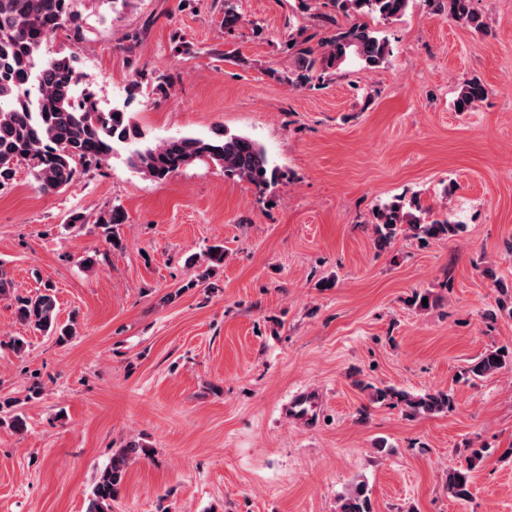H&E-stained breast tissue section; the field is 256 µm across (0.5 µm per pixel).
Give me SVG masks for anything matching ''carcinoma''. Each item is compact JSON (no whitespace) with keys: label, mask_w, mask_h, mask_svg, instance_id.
<instances>
[{"label":"carcinoma","mask_w":512,"mask_h":512,"mask_svg":"<svg viewBox=\"0 0 512 512\" xmlns=\"http://www.w3.org/2000/svg\"><path fill=\"white\" fill-rule=\"evenodd\" d=\"M78 0H0V188L10 184L17 167L26 164L36 188L44 193L66 189L80 175L111 157L115 146L136 144L128 158L132 168L156 182L166 181L175 172L208 159L224 170V177L246 181L263 193L275 188L287 175L272 165L265 149L254 139L226 130L207 138L171 137L151 142L130 113L115 107L108 112L98 108L92 95L78 94L80 76L68 56L45 57L42 45L61 32L76 40L85 38ZM333 12L316 14L327 31L317 46L310 42L316 34L300 31L290 38L293 65L281 80L303 88L322 83L349 59L367 68L388 61V42L376 35L365 22L348 26L338 17L352 14L378 17L385 21L402 17L410 0H330ZM434 13L476 29L484 26L473 7V0H430ZM244 22L239 0H224V31L231 33ZM486 85L476 76L464 79L456 104L467 111L483 101ZM372 230L375 247L390 248L403 231L422 242L442 241L457 235L461 225L448 216L435 218L417 199H397L375 209ZM120 204L102 211L96 224L104 229L106 242L121 247L116 233L127 223ZM207 266L193 288L224 266V245L214 244L205 253ZM15 313L24 325L43 335L65 342L76 335L75 320L58 321L56 299L51 286L33 296H16ZM512 369V349L493 348L476 358L467 369L473 379ZM370 400H395L408 417L446 413L455 407L453 395L435 390L414 395L404 390L369 386ZM140 445L129 442L112 452L109 464L100 472L87 498L85 512H113L128 467L139 457ZM482 459L474 451L466 465L448 470V494L460 501L471 497L475 467ZM336 512H373L371 493L359 481L337 498Z\"/></svg>","instance_id":"1"}]
</instances>
